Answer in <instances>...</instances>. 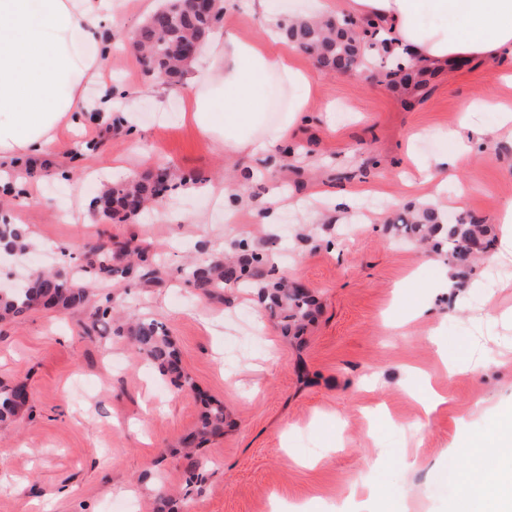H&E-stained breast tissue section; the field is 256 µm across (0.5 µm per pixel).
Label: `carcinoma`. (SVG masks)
Here are the masks:
<instances>
[{
    "instance_id": "obj_1",
    "label": "carcinoma",
    "mask_w": 512,
    "mask_h": 512,
    "mask_svg": "<svg viewBox=\"0 0 512 512\" xmlns=\"http://www.w3.org/2000/svg\"><path fill=\"white\" fill-rule=\"evenodd\" d=\"M217 17L200 12L193 0H159V5L143 22L134 37L133 48L143 71L171 84L179 82L188 60L183 56L190 45L199 47L214 30ZM294 48L312 58L315 64L336 73L349 69H375L390 84L417 87L426 85V71L396 58L367 60L366 44L377 37L376 29L357 30L353 21L328 16L321 20H291L281 31ZM159 191L149 177L107 184L94 200L100 217L122 222L134 216L129 207L149 206L157 201ZM393 229L403 240L430 243L448 254L458 267H468L480 255L495 248L496 235L490 225L472 214H460L454 221L445 220L434 206L408 208L390 218ZM22 253L30 248L28 234L20 224L0 222V249ZM142 254L125 247L112 248L109 243L92 247L78 264L77 270L61 272L36 270L21 288L0 289V324L15 321L32 309L59 312H83L90 300V290L102 282L124 279L135 271V260ZM270 257L263 251L247 249L239 242L235 253L219 261L191 263L184 276L202 297H212L226 288L249 283L259 284L258 293L269 301V309L284 331L290 333L312 316L313 299L309 292L277 278L269 267ZM102 323L117 324L115 333L125 336L144 358L158 366L175 382H189L178 352L164 326L154 319L137 318L121 322L119 313L106 306L96 309L84 326L88 337L98 332ZM29 403L26 386L0 387V423H6ZM224 431V405L207 401L196 428L182 442L183 458L191 475L204 469L206 462L196 453L205 437Z\"/></svg>"
}]
</instances>
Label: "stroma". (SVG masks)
<instances>
[{"mask_svg": "<svg viewBox=\"0 0 512 512\" xmlns=\"http://www.w3.org/2000/svg\"><path fill=\"white\" fill-rule=\"evenodd\" d=\"M147 16L127 0L112 28L105 80L88 95L157 84L145 75L132 39ZM311 69L308 119L292 135L291 155L216 151L183 118L195 92L194 70L163 85L165 109L140 98L134 125L91 121L59 129L52 166L34 175V197L12 216L37 238L38 253L19 259L15 278L76 257L107 239L163 254L162 283L122 281L94 289L92 302L162 323L192 383L180 386L125 337L87 338L81 315L33 310L0 329V384H25L31 407L0 429V512H154L157 497L181 491L182 512H355V484L373 487L374 512H452L458 476L490 426V411L512 406V263L477 260L447 288L444 254L398 242L390 216L423 205L424 187L407 186L413 159L431 160L452 144L436 129L455 124L476 99L512 105V83L491 59L439 70L417 92L388 87L369 73ZM432 137L408 145L416 130ZM96 143L92 156L77 150ZM164 167L233 191L237 171L260 177L251 199L276 186L291 201L277 224L227 223L214 198L184 194L157 214L122 224L101 220L90 202L109 182ZM467 194L447 206L494 223L512 201V144L477 143L461 168ZM357 192L349 211L333 200ZM202 214L206 223H187ZM272 251L277 273L317 302L300 339L283 336L246 288L198 296L182 276L187 257L223 259L243 236ZM447 350L459 370L447 377ZM481 371H473L475 363ZM448 402L424 418L413 400L419 372ZM223 403L222 435L199 448L201 484H186L183 437L202 398ZM372 465H363V458Z\"/></svg>", "mask_w": 512, "mask_h": 512, "instance_id": "1", "label": "stroma"}]
</instances>
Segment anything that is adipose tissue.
I'll list each match as a JSON object with an SVG mask.
<instances>
[{"label": "adipose tissue", "instance_id": "obj_1", "mask_svg": "<svg viewBox=\"0 0 512 512\" xmlns=\"http://www.w3.org/2000/svg\"><path fill=\"white\" fill-rule=\"evenodd\" d=\"M224 4L261 15L264 25L254 39L227 33L202 45L197 90L186 102L188 117L220 151L266 153L288 144L307 110L312 74L289 63L279 34L282 13L274 0ZM331 11L376 25L389 48L422 66L480 56L512 68V0H313V17ZM111 24L112 0H0V186L7 195L26 199L27 168L45 161L60 126H77L89 112L108 120L115 111L132 110L135 94L94 100L85 94L87 84L101 77ZM273 76L295 95L283 119L260 131L256 123L271 107ZM439 135L454 149L430 164L432 206L456 180L472 140L482 132L463 118ZM490 455L499 460L497 490L471 477L462 480L461 490L471 500L494 496L503 510L512 506V427L494 430L476 459Z\"/></svg>", "mask_w": 512, "mask_h": 512}]
</instances>
